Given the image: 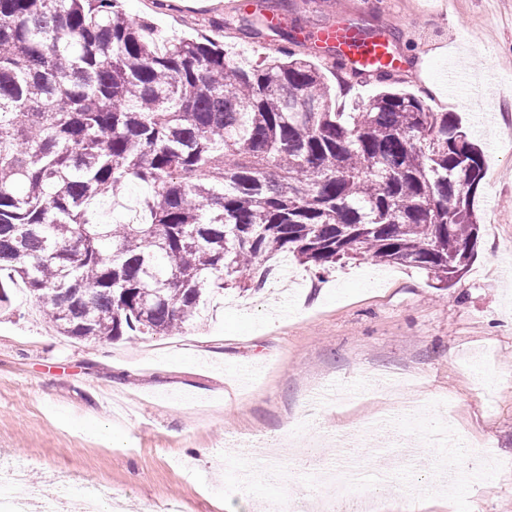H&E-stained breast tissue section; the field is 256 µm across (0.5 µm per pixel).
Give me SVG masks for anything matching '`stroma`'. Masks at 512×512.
Instances as JSON below:
<instances>
[{"label":"stroma","instance_id":"stroma-1","mask_svg":"<svg viewBox=\"0 0 512 512\" xmlns=\"http://www.w3.org/2000/svg\"><path fill=\"white\" fill-rule=\"evenodd\" d=\"M288 23L324 25L337 12L400 29L410 67L401 89L424 92L448 70L480 83L498 74L488 99L512 106V0H294ZM164 38L209 33L247 62L264 39L226 37L212 21L234 0H121ZM484 150L474 199L480 218L474 259L452 288L434 287L412 266L363 260L316 274L289 265L257 292H226L204 324L176 336L117 342L59 335L14 289L0 315V453L30 462L20 495L56 494L61 483L93 484L137 512H271L316 483L299 466L315 448L328 466L355 442L364 491H419L421 512H512V124L480 117L440 93ZM425 398L452 421L465 453L402 449L366 424L392 415L390 394ZM256 436L277 450L287 483L256 484L246 503L227 473V442Z\"/></svg>","mask_w":512,"mask_h":512}]
</instances>
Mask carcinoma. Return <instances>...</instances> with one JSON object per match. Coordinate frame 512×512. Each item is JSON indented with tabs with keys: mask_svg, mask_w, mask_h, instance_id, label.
<instances>
[{
	"mask_svg": "<svg viewBox=\"0 0 512 512\" xmlns=\"http://www.w3.org/2000/svg\"><path fill=\"white\" fill-rule=\"evenodd\" d=\"M290 8L247 0L223 26L258 35ZM279 36L250 63L161 39L120 0H0V310L19 287L58 334L117 341L182 333L284 258L457 283L480 148L389 71L336 111L311 52ZM131 182L149 189L139 220L101 223L97 202Z\"/></svg>",
	"mask_w": 512,
	"mask_h": 512,
	"instance_id": "1",
	"label": "carcinoma"
}]
</instances>
